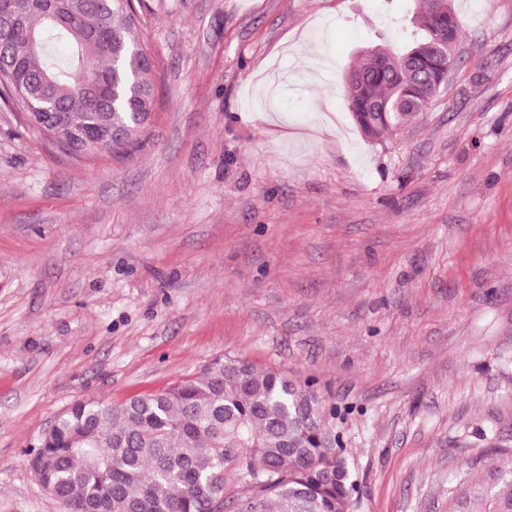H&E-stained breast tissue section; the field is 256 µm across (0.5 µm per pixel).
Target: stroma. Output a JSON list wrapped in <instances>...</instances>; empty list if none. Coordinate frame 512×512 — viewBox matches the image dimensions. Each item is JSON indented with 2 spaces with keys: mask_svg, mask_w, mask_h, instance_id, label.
Returning a JSON list of instances; mask_svg holds the SVG:
<instances>
[{
  "mask_svg": "<svg viewBox=\"0 0 512 512\" xmlns=\"http://www.w3.org/2000/svg\"><path fill=\"white\" fill-rule=\"evenodd\" d=\"M455 7L447 86L383 145L342 76L415 0H140L128 158L0 102V512H64L25 453L73 401L228 355L337 408L353 512H448L512 467V0Z\"/></svg>",
  "mask_w": 512,
  "mask_h": 512,
  "instance_id": "1",
  "label": "stroma"
}]
</instances>
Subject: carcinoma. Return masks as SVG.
Instances as JSON below:
<instances>
[{
	"instance_id": "obj_1",
	"label": "carcinoma",
	"mask_w": 512,
	"mask_h": 512,
	"mask_svg": "<svg viewBox=\"0 0 512 512\" xmlns=\"http://www.w3.org/2000/svg\"><path fill=\"white\" fill-rule=\"evenodd\" d=\"M413 32L398 46L361 55L343 82L362 133L373 112L376 143L396 137L407 112H425L438 69L420 64L433 47L461 38L452 0H419ZM57 20L31 6L24 26L0 45V99L23 112L50 94L66 118L83 122L99 151L134 153L150 136L135 118L154 106L142 44L129 5L118 0H60ZM112 18V27L105 26ZM38 47L32 48L29 35ZM97 84L101 97L84 91ZM313 381L243 357H226L169 388L120 403L74 401L26 452L38 481L71 512H350L357 481L342 436L326 426ZM503 489L470 499L476 477L460 479L448 512L465 500L472 512H512V470Z\"/></svg>"
}]
</instances>
